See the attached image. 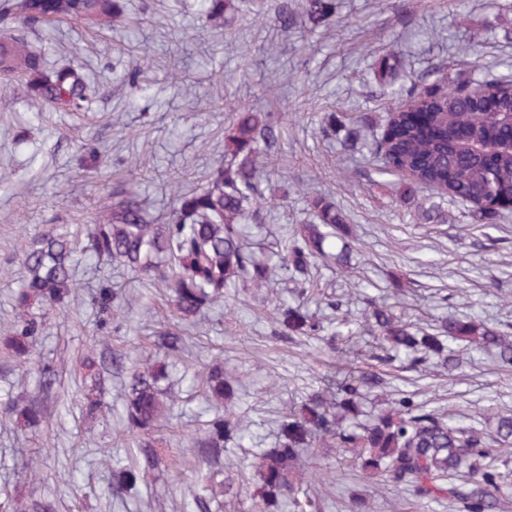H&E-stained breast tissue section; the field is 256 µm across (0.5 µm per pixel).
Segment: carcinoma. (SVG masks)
<instances>
[{"mask_svg": "<svg viewBox=\"0 0 512 512\" xmlns=\"http://www.w3.org/2000/svg\"><path fill=\"white\" fill-rule=\"evenodd\" d=\"M200 28L222 32L237 11L235 0H196ZM124 7L120 0H0V24L18 23L38 31L72 20L103 29L117 26ZM335 0H281L276 7L277 26L293 29L298 18L319 27L335 17ZM401 68L396 52L374 60L375 84L396 102L379 142L386 174L400 177L398 190L404 202L415 205L420 219L435 222L439 213L423 206L419 193L432 187L445 190L462 202H476L471 219L493 224L502 208L512 203V79L470 80L456 74L431 89L415 85L394 88ZM0 80L22 87L36 105L80 113L97 98L100 88L75 63L49 65L28 41L15 34H0ZM224 133V162L212 167L204 184L188 189L177 181L171 186L173 210L151 220L140 193L119 181L99 197L105 221L87 228L81 243L64 226L55 225L29 239L15 255L25 272L12 300L20 320L4 349L19 364L30 362L35 344L43 335L47 315L63 310L82 290L76 277L79 258L106 261L137 275L149 277L166 289L173 318L189 328L201 315L226 301L224 289L238 280L266 286L273 269L257 260L246 245L247 228L262 215L280 207V198L260 188V157L268 155L282 137L280 112H237ZM362 120L330 113L322 132L336 137L345 132V149L357 148ZM295 192L305 196L313 213L310 224H296L276 252L281 276L303 285L313 262L327 256L328 238L338 236L342 247L333 256L336 267L351 268L355 252L347 239L345 220L336 205L324 196L308 195L302 181ZM89 301L97 314L98 336L81 359L92 374L84 394L81 414L95 419L102 411L100 370L113 368L127 374L122 419L127 432L148 434L162 413L181 401L175 392L161 387L189 350L191 337L167 329L157 336V347L167 363L141 362L112 350L111 329L123 327L125 306L122 290L111 281L89 289ZM365 322L388 366L405 355L411 365L433 364L451 370L458 358L449 347L491 350L503 367L512 366V336L482 320L450 317L435 328L405 322L387 303L365 313ZM285 337L310 335L319 330L314 314L299 308L280 313ZM33 390L0 402V420L14 429L36 428L50 423L59 403L57 373L48 360L35 364ZM205 384L209 416L191 438L189 453L196 473H218L224 468V452L243 447L253 439V420L224 408L230 380L224 358L204 365L197 373ZM386 380L369 372H350L341 380L326 381L296 409L278 421L273 448L252 451L250 468L257 476L255 488L243 478L239 486L219 483L210 497L185 484L183 505L194 503V512H224V499L246 512H318L320 499L308 493L326 484V475L315 461L320 448H341L351 454L358 476L386 487L409 486L420 500H448L462 512H512V482L494 463L493 453L512 447V414L499 413L492 429L463 424L413 400L395 399L371 413L363 410L366 394L385 388ZM155 449L134 438L126 457L112 463L111 493L124 501L141 500V485L158 470ZM44 461L31 456L25 461L29 483L44 482Z\"/></svg>", "mask_w": 512, "mask_h": 512, "instance_id": "cac0c4a2", "label": "carcinoma"}]
</instances>
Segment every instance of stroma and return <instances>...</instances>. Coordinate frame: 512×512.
<instances>
[{
    "label": "stroma",
    "instance_id": "obj_1",
    "mask_svg": "<svg viewBox=\"0 0 512 512\" xmlns=\"http://www.w3.org/2000/svg\"><path fill=\"white\" fill-rule=\"evenodd\" d=\"M277 2L243 0L231 36L205 42L194 0H129L130 13L116 29L72 22L29 34L51 58L76 59L95 71L100 95L82 115L36 113L22 90L0 85V98L10 100L9 111H0V340L14 330L9 299L23 278L14 256L27 238L61 224L84 234L98 217L104 189L126 178L145 198L150 216L168 213L167 180L201 184L224 159V130L235 109L265 105L255 94L265 81L283 88L268 105L284 113L285 133L263 188L285 202L253 225L252 251L267 260L287 227L308 221L305 202L292 193L297 179L334 202L356 240L349 272L316 262L311 297L276 277L265 288L237 283L227 292L228 305L207 311L198 341L172 378L183 402L152 432L162 465L149 490L150 512H179L181 489L192 479L186 446L206 418L205 389L188 386L180 375L198 370L201 361L221 355L234 366L229 406L250 413L257 422L255 446L270 448L276 415L324 380L378 369V350L361 317L371 301L394 303L397 314L421 327L471 315L512 336V306L498 301L512 294V213L493 224H475L469 204L428 189L423 199L441 206L446 220L418 223L379 173L378 116L386 105L370 81L373 58L389 51L404 58L398 81L405 85L429 87L449 72L478 79L512 74V0H336L329 26L286 33L275 26ZM462 43L471 45L473 57L459 55ZM145 57L152 66L139 80H126L112 68L113 62L128 68ZM175 62L193 82L194 95L170 85L167 71ZM331 112L366 116L354 154L322 136L320 121ZM79 139L101 147L97 170L81 167ZM77 274L91 287L103 279L125 286L133 296L129 321L137 331L115 347L142 360L157 358L153 338L160 323L143 310L169 314L164 289L104 262L80 263ZM285 304L315 313L319 335L279 337L277 317ZM96 334L95 311L83 295L71 301L68 317L48 322L36 349L57 366L59 412L49 425L22 434L0 424L1 505L22 494L50 503L52 512H141L136 502L103 494L112 463L100 451L125 435L116 379L105 384V407L95 426L79 413L85 392L80 359ZM331 338L337 350L329 349ZM459 355L462 365L451 375L428 364L387 367L389 397L410 394L426 409L478 426L512 410V371L501 369L486 350L463 349ZM34 452L45 462L41 485L29 484L23 472ZM318 462L332 481L321 512H350L346 489L354 479L348 455L332 450L319 454Z\"/></svg>",
    "mask_w": 512,
    "mask_h": 512
}]
</instances>
